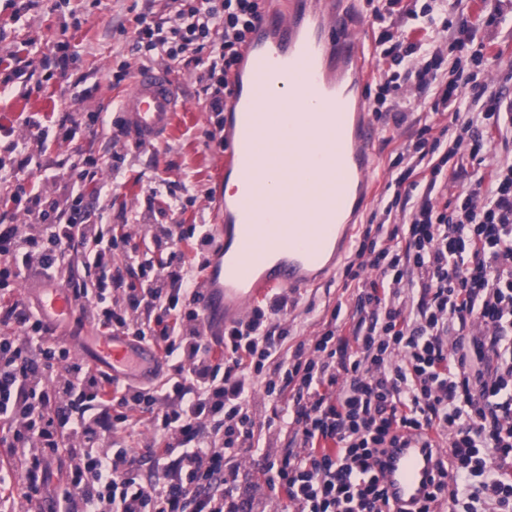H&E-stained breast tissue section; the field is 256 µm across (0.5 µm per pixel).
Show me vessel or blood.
<instances>
[{"label":"vessel or blood","mask_w":512,"mask_h":512,"mask_svg":"<svg viewBox=\"0 0 512 512\" xmlns=\"http://www.w3.org/2000/svg\"><path fill=\"white\" fill-rule=\"evenodd\" d=\"M342 0H289L287 11H266L255 23L234 93L224 115V172L242 187L224 202V260L209 270L210 284L200 306L206 319L239 310L260 292L276 286L300 289L328 273L350 242L353 223L371 192L378 127L363 95L368 35L353 28ZM287 78L294 95L318 97L315 114H292L290 131L304 144L317 130L332 145L333 158L281 161L289 179L318 170L320 188L288 207L261 205L251 188L262 165L256 151L269 129L255 104L270 91L271 71ZM182 107L179 90L164 68L140 69L120 110L132 141L143 147L170 134ZM39 309L71 318L76 303L68 288L53 285L42 293ZM83 354L112 375L148 374L156 366L152 347L119 334L87 337ZM389 497L412 506L428 492L432 463L420 444L388 449L381 459Z\"/></svg>","instance_id":"obj_1"}]
</instances>
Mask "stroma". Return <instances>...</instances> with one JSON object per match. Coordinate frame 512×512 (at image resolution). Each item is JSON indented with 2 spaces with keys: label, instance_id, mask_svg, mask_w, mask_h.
<instances>
[{
  "label": "stroma",
  "instance_id": "35a3bbf8",
  "mask_svg": "<svg viewBox=\"0 0 512 512\" xmlns=\"http://www.w3.org/2000/svg\"><path fill=\"white\" fill-rule=\"evenodd\" d=\"M146 0H37L34 7L13 18L0 11V57L17 51L21 61L38 66L44 53L60 35H68L76 61L66 77L41 83L37 80L5 81L0 67V156L10 144L25 147L32 158L29 182L46 199H62V181L71 164L88 156L110 161L123 158L119 175L103 170L100 190L86 188L85 201L91 222L120 224L133 243L145 246L150 225L223 223L218 200L224 195V154L210 138L212 126L205 110L200 85L188 72H174L186 106L176 112L169 137L152 148H143L129 138L113 141L120 122L118 110L130 81H116L121 65L138 70L133 17L144 10ZM97 112L101 122L74 141L39 143L30 120L49 123L67 111ZM412 133L411 128H383L375 143L373 190L355 225L363 231L390 179L388 165ZM180 199L184 213L166 217L159 210L169 198ZM344 261L314 284L295 290L298 304L288 315L291 343L318 334L340 310L349 319L355 307L356 288L346 278Z\"/></svg>",
  "mask_w": 512,
  "mask_h": 512
}]
</instances>
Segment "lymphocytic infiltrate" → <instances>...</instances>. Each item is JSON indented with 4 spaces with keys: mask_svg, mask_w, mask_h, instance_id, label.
Here are the masks:
<instances>
[{
    "mask_svg": "<svg viewBox=\"0 0 512 512\" xmlns=\"http://www.w3.org/2000/svg\"><path fill=\"white\" fill-rule=\"evenodd\" d=\"M166 17L135 18L143 60L185 64L201 55L206 109L216 133L248 38L268 0H167ZM382 0L373 7L376 120L402 125L415 102L451 113L454 139L416 129L390 162L383 217L364 230L345 266L360 288L351 336L330 321L289 345L296 300L275 288L219 336L206 334L194 269H206L205 225L156 224L150 255L138 246L114 266L112 226L85 221L97 160L72 164L63 201L29 194L28 158L14 160L12 200L29 224L0 223V435L20 449L26 501L41 498L52 463L66 454V488L49 512H406L388 496L378 456L414 436L446 439L434 484L415 512H512V160H486L493 138L512 139V96L488 78L503 0ZM478 180L442 202L464 159ZM196 267H188L186 250ZM39 267L91 307L100 327L153 347L152 378L117 379L57 343L37 307L14 295ZM268 414L257 419L255 397ZM147 414L144 448L118 439ZM292 429V446L262 454L263 428ZM262 454L263 481L242 472ZM149 473H142L144 460Z\"/></svg>",
    "mask_w": 512,
    "mask_h": 512,
    "instance_id": "lymphocytic-infiltrate-1",
    "label": "lymphocytic infiltrate"
}]
</instances>
